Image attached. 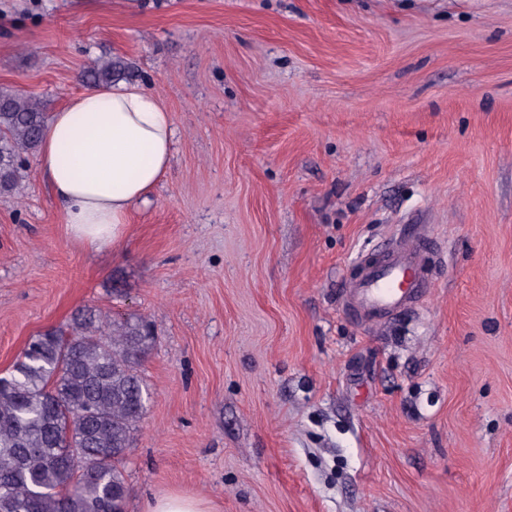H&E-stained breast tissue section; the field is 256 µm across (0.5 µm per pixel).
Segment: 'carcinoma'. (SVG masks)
<instances>
[{
	"label": "carcinoma",
	"mask_w": 512,
	"mask_h": 512,
	"mask_svg": "<svg viewBox=\"0 0 512 512\" xmlns=\"http://www.w3.org/2000/svg\"><path fill=\"white\" fill-rule=\"evenodd\" d=\"M133 66L95 64V85ZM39 101L0 93V195L17 187L23 154L38 148ZM155 337L141 319L105 323L92 308L30 338L0 373V512H125L123 462L145 411L141 365Z\"/></svg>",
	"instance_id": "obj_1"
}]
</instances>
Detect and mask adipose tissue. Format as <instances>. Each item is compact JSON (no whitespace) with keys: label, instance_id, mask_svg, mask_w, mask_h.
Instances as JSON below:
<instances>
[{"label":"adipose tissue","instance_id":"obj_1","mask_svg":"<svg viewBox=\"0 0 512 512\" xmlns=\"http://www.w3.org/2000/svg\"><path fill=\"white\" fill-rule=\"evenodd\" d=\"M172 138L169 110L137 83L91 88L54 112L36 161L71 237L116 244L132 205L168 172Z\"/></svg>","mask_w":512,"mask_h":512}]
</instances>
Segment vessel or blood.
<instances>
[{
    "mask_svg": "<svg viewBox=\"0 0 512 512\" xmlns=\"http://www.w3.org/2000/svg\"><path fill=\"white\" fill-rule=\"evenodd\" d=\"M431 244L426 227L419 224L384 250L361 254L357 272L347 280L342 295L345 313L372 323L421 302L429 285L425 258Z\"/></svg>",
    "mask_w": 512,
    "mask_h": 512,
    "instance_id": "1",
    "label": "vessel or blood"
}]
</instances>
